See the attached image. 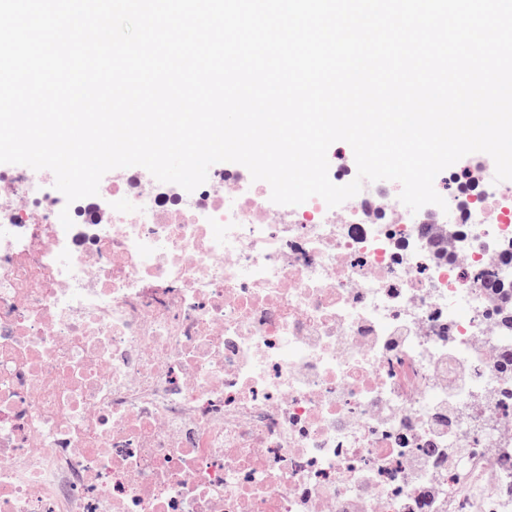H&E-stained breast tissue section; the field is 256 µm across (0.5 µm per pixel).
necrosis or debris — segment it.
<instances>
[{"instance_id":"4bbe7bcc","label":"necrosis or debris","mask_w":512,"mask_h":512,"mask_svg":"<svg viewBox=\"0 0 512 512\" xmlns=\"http://www.w3.org/2000/svg\"><path fill=\"white\" fill-rule=\"evenodd\" d=\"M49 180L0 170V512H512V180Z\"/></svg>"}]
</instances>
